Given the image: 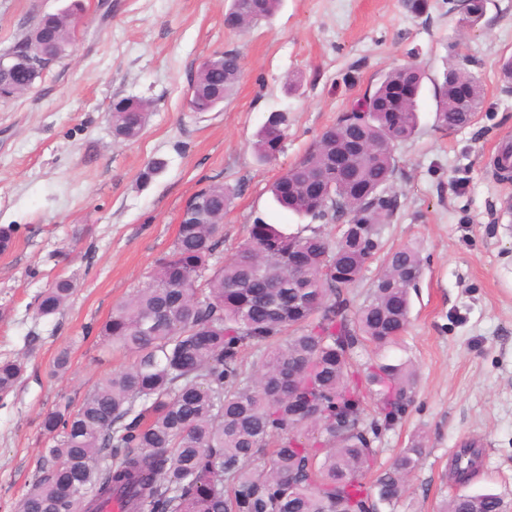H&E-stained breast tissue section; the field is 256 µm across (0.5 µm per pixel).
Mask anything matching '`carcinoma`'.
Here are the masks:
<instances>
[{"instance_id": "carcinoma-1", "label": "carcinoma", "mask_w": 512, "mask_h": 512, "mask_svg": "<svg viewBox=\"0 0 512 512\" xmlns=\"http://www.w3.org/2000/svg\"><path fill=\"white\" fill-rule=\"evenodd\" d=\"M282 0H231L225 24L244 31L270 19ZM485 0H469L459 19L475 26ZM75 12L38 19V40L50 39L60 59L73 39ZM240 56L223 52L204 61L190 89L194 112L227 99L241 76ZM409 62L385 72L355 98L316 144L270 186L277 204L311 219L284 233L260 218L245 242L221 259L226 209L238 189L221 182L195 197L212 214L180 224L146 286L119 302L101 328L112 349L130 362L96 385L76 408L68 400L43 417L45 474L19 499L16 512H101L111 498L121 512H381L404 492L423 454L418 441L365 482L376 464L374 443L412 400L417 374L406 361L381 355L410 322L411 291L422 273L419 251L386 252L365 302L349 287L381 250L383 224L398 207L388 192L396 174V144L418 128V104L399 122L389 108L398 90L422 84ZM470 88L472 111L482 109L478 76L454 61L435 88V127L467 124L454 101ZM148 103H112L114 136L138 138ZM288 114L273 112L253 142L257 158L276 160L286 147ZM350 154L360 195L334 182L336 152ZM320 226H314V223ZM323 224L342 229L335 240ZM304 262L293 268V257ZM75 289L61 277L37 298L36 315L59 312ZM26 371L21 359L0 361V400ZM481 451L459 448L449 477L467 484ZM445 512H502L494 493L453 496Z\"/></svg>"}]
</instances>
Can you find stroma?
<instances>
[{"mask_svg": "<svg viewBox=\"0 0 512 512\" xmlns=\"http://www.w3.org/2000/svg\"><path fill=\"white\" fill-rule=\"evenodd\" d=\"M72 0H0V52L40 16ZM70 48L24 94L0 98V227L14 245L0 254V360L24 358L26 373L0 403V512H15L42 466L43 415L123 367L101 328L115 305L146 285L171 247L180 214L219 181L240 193L224 217V252L246 240L255 219L298 231L305 218L281 209L270 184L296 163L349 101L388 69L415 61L425 72L419 127L395 148L390 185L399 208L382 231L390 249L416 246L423 275L411 294L410 324L388 358L418 372L414 399L375 446L389 467L415 437L424 454L393 512H441L466 491L501 496L512 512V221L499 201L512 181L494 174L512 144V86L499 69L512 56V0H488L481 22L461 28L451 0H283L248 33L229 30V0H79ZM239 54L233 94L210 112L189 108L200 64ZM480 76L476 121L440 133L433 81L456 55ZM149 102L137 139L114 137V100ZM288 115V143L276 162L251 147L269 114ZM164 169L139 175L150 159ZM76 288L63 309L37 317L38 295L56 278ZM70 368L53 375L59 351ZM481 445L482 466L466 487L448 467L464 440Z\"/></svg>", "mask_w": 512, "mask_h": 512, "instance_id": "obj_1", "label": "stroma"}]
</instances>
